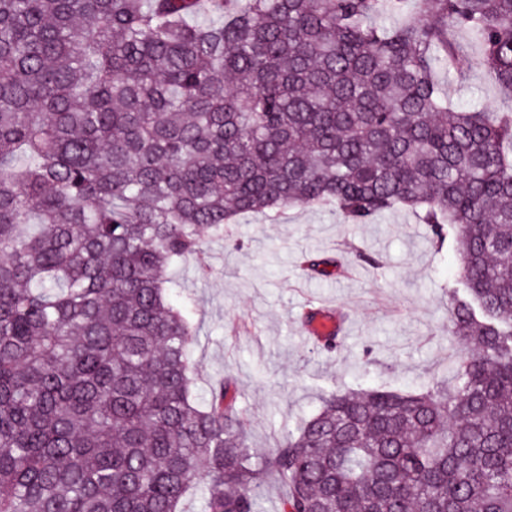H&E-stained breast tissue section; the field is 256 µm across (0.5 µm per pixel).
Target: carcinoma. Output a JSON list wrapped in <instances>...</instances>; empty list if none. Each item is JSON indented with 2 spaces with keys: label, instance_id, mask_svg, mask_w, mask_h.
I'll return each instance as SVG.
<instances>
[{
  "label": "carcinoma",
  "instance_id": "carcinoma-1",
  "mask_svg": "<svg viewBox=\"0 0 512 512\" xmlns=\"http://www.w3.org/2000/svg\"><path fill=\"white\" fill-rule=\"evenodd\" d=\"M0 0V512H512V0ZM403 16L395 26L373 19ZM423 213L448 384L334 391L267 455L194 391L170 271L245 213ZM440 81L448 92V101L456 106H485L490 110H507L511 103L503 99L496 83L485 68L477 46L470 47V57L465 64L463 78L455 75L448 79V73L441 70Z\"/></svg>",
  "mask_w": 512,
  "mask_h": 512
}]
</instances>
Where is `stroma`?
Masks as SVG:
<instances>
[{"mask_svg": "<svg viewBox=\"0 0 512 512\" xmlns=\"http://www.w3.org/2000/svg\"><path fill=\"white\" fill-rule=\"evenodd\" d=\"M439 77L453 105L512 107L478 48H471L463 77ZM203 239L204 267L181 265L170 293L192 309L199 329L196 392L230 381L237 408L251 419L247 444L254 452L268 453L330 392L445 382L457 352L448 334L457 245L438 240L417 213L397 209L368 224L310 207L275 217L246 214L225 237ZM307 255L337 265L314 273L302 264ZM310 305L346 314L351 330L340 349L302 341L299 316Z\"/></svg>", "mask_w": 512, "mask_h": 512, "instance_id": "obj_1", "label": "stroma"}]
</instances>
